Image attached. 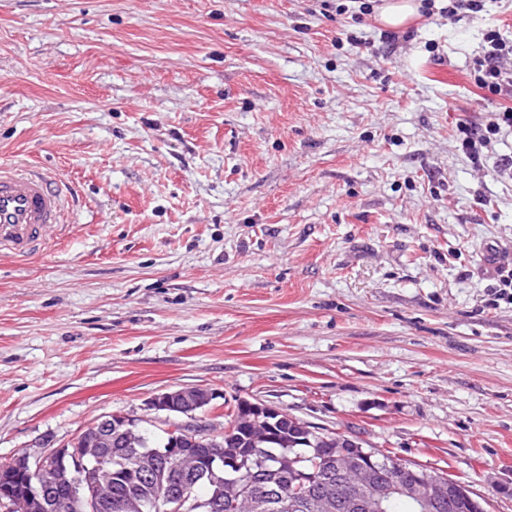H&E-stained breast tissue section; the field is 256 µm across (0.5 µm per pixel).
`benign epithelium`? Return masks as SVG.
Wrapping results in <instances>:
<instances>
[{
	"label": "benign epithelium",
	"mask_w": 512,
	"mask_h": 512,
	"mask_svg": "<svg viewBox=\"0 0 512 512\" xmlns=\"http://www.w3.org/2000/svg\"><path fill=\"white\" fill-rule=\"evenodd\" d=\"M215 394L208 388L200 386L183 387L181 389L157 394L145 404L146 419L157 420L159 415L175 416L183 419L181 423H174L168 428L170 434L169 448L154 454L142 452L136 457V465L122 468L123 474L139 481L153 480L157 469L168 467L171 464L188 460L191 467L182 472L185 482L179 491L166 489L155 497V505L159 512H179L183 504L188 501L187 488L189 482L195 478L203 477L211 466H207L192 458L183 448L185 440L190 436L200 435L205 439H214L233 431L234 426L229 425L223 431H215L212 425L202 424L199 413L204 412L214 400ZM241 414L250 419L251 423L262 425L261 432L256 434V440L272 443L279 440L285 431H298L299 442L315 448L326 444H338L341 447L352 449V452H343L330 462L328 473L338 477H345L351 472H358L359 479L349 484V493L341 497L331 495L320 496L321 512H386L388 501L398 495L408 499L420 512H440L445 502L465 500L474 512H484L481 504L472 497L471 490L465 484H445L434 476L414 473L404 475L409 467L397 464L391 472L383 474L369 465V461L376 455V451L363 448L362 444L354 438L342 435L330 439L319 434L316 430L304 423L298 422L282 409L247 399L238 401ZM135 425L132 418L123 415H105L91 424L96 434L93 445L97 446L93 454L86 449H70L67 446L56 447L43 456L30 460L27 455L14 458L11 463L13 471L27 476L39 475L40 483L26 494L29 499H42L49 496L59 479H64L72 492L74 504H80L88 512H105L110 507L111 497L99 490L85 494L87 486L86 477L89 461H94L98 468L112 466L111 458L99 445L109 442L110 438L120 429ZM314 493L312 487L305 483L296 485L289 497L290 508L295 512L304 509L306 503Z\"/></svg>",
	"instance_id": "benign-epithelium-1"
}]
</instances>
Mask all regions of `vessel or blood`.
Segmentation results:
<instances>
[{
	"instance_id": "vessel-or-blood-1",
	"label": "vessel or blood",
	"mask_w": 512,
	"mask_h": 512,
	"mask_svg": "<svg viewBox=\"0 0 512 512\" xmlns=\"http://www.w3.org/2000/svg\"><path fill=\"white\" fill-rule=\"evenodd\" d=\"M66 182L62 175L22 164H0V250L34 257L63 237Z\"/></svg>"
}]
</instances>
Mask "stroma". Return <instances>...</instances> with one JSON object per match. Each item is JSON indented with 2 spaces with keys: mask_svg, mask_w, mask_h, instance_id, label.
Returning a JSON list of instances; mask_svg holds the SVG:
<instances>
[{
  "mask_svg": "<svg viewBox=\"0 0 512 512\" xmlns=\"http://www.w3.org/2000/svg\"><path fill=\"white\" fill-rule=\"evenodd\" d=\"M382 0H0V163L62 174V241L0 251V464L154 395L246 398L512 512V180L456 124L479 19ZM380 6V21L392 28L403 26L418 11L420 4L416 0H384Z\"/></svg>",
  "mask_w": 512,
  "mask_h": 512,
  "instance_id": "35a3bbf8",
  "label": "stroma"
}]
</instances>
